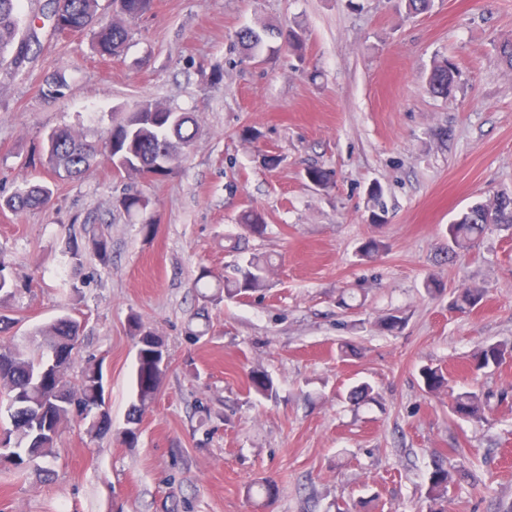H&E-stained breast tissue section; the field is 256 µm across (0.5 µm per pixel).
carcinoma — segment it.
<instances>
[{"label":"carcinoma","mask_w":512,"mask_h":512,"mask_svg":"<svg viewBox=\"0 0 512 512\" xmlns=\"http://www.w3.org/2000/svg\"><path fill=\"white\" fill-rule=\"evenodd\" d=\"M116 15L110 21L98 17L99 0H45L39 14L28 24L30 33L21 27L22 0H0V62L8 61V74L17 76L34 54L39 44L35 22L50 27L56 36L92 34L93 49L100 58L119 56L130 35V25L149 12L153 0H113ZM273 36L289 49L301 53L303 39L294 29L261 32L245 28L238 40L252 54L266 47L265 38ZM455 85L453 67L444 61L435 63L428 75V87L437 94L448 95ZM47 92L54 98L65 97L67 83L61 72L46 80ZM197 134V121L191 112H177L165 105L145 101L127 112L112 126L106 136L107 160L119 163L120 174L139 177L145 181L173 175L179 162L192 146ZM96 145L68 128L51 131L46 138V159L55 171L70 177H80L97 160ZM50 189L42 183H28L0 202L13 211L48 204ZM371 220L383 222L385 207L382 189H370ZM148 199L140 192L126 193L118 205L128 214H139L148 207ZM240 224L252 234L265 230L264 219L256 210L242 214ZM512 227V197L499 195L486 202H476L463 210L446 229L448 249L444 259L454 263L472 251L494 226ZM64 252L75 263H81L85 253L91 252L103 263L110 260L111 246L103 236H90L83 240L70 235L64 242ZM268 262L252 255L234 268L231 276L224 277V292L229 296L244 295L264 287ZM6 266L0 261V304L12 298L16 282L5 274ZM485 290L478 286H464L453 293L450 306L463 312L479 308ZM136 339L137 370L135 396L137 404L129 414L126 435L136 436L134 425L155 398L163 375V350L157 334L146 327L139 317L130 319ZM41 342L37 348L26 351L0 341V404L5 406L11 427L3 429L6 447L15 449L12 458L0 460L22 469L37 459L49 457L56 446L60 429L77 417L88 424V431L102 433L96 408L105 394L104 383L94 366L86 365L75 380L68 378L79 355L81 325L65 314L38 331ZM512 358V342L485 341L470 355L469 371L477 378ZM423 390L428 394L446 393L451 413L461 420H480L489 408L490 396L470 388L454 391L443 371L424 365L419 371ZM252 388L261 395L274 390L272 379L263 372L251 374ZM452 475L442 463L434 465L427 478L426 498L430 512H445L442 502L448 497Z\"/></svg>","instance_id":"1"}]
</instances>
